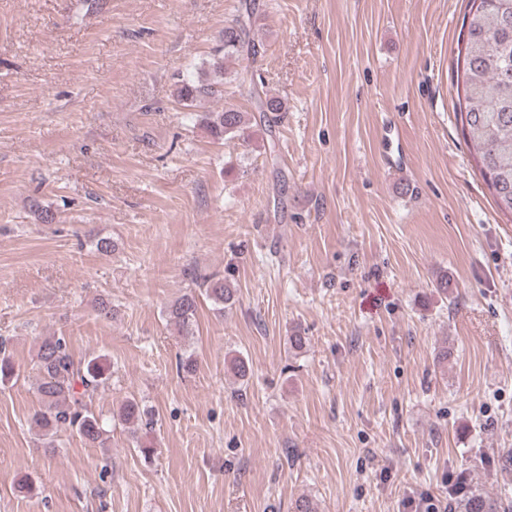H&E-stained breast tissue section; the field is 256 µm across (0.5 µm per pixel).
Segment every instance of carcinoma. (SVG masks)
Here are the masks:
<instances>
[{
	"label": "carcinoma",
	"instance_id": "carcinoma-1",
	"mask_svg": "<svg viewBox=\"0 0 512 512\" xmlns=\"http://www.w3.org/2000/svg\"><path fill=\"white\" fill-rule=\"evenodd\" d=\"M258 5L242 0L239 17L224 27L222 44L213 57V76L205 80L179 81L176 94L187 107L204 100L224 99V64L243 54L256 56L251 38ZM463 27L466 55L456 59L457 79L463 95L458 97L462 132L479 163L480 174L497 208L512 217V0H468ZM207 132L216 140L246 139L250 118L232 104L202 118ZM213 309L219 313L235 303L236 289L224 279L205 278L199 283ZM198 295L186 292L167 309L179 332L195 334ZM35 391L41 409L33 416L39 439L55 447L61 431L78 434L92 445L108 442L107 424L91 409L98 389L109 379L110 366L101 357L76 359L64 336L44 338L36 355ZM128 424L150 427L153 410L134 399L120 408ZM449 503L453 512H512V500L488 495L468 478L458 479Z\"/></svg>",
	"mask_w": 512,
	"mask_h": 512
}]
</instances>
